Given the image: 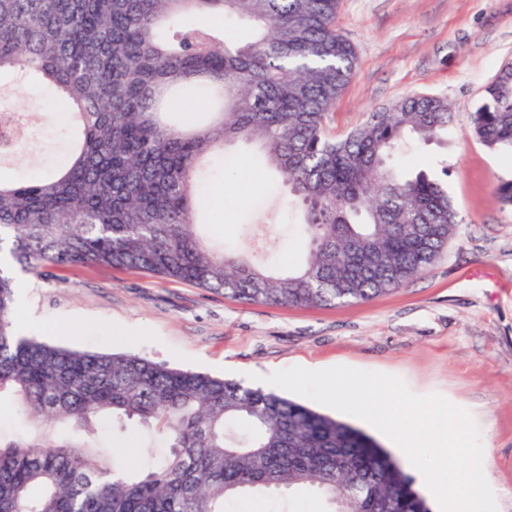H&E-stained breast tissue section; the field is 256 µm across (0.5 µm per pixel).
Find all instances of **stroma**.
Listing matches in <instances>:
<instances>
[{"label": "stroma", "mask_w": 512, "mask_h": 512, "mask_svg": "<svg viewBox=\"0 0 512 512\" xmlns=\"http://www.w3.org/2000/svg\"><path fill=\"white\" fill-rule=\"evenodd\" d=\"M337 25L355 50L353 76L329 112L331 135L362 124L410 95L447 100L454 121L438 140H410L392 163L400 174H446L460 222L423 274L389 294L352 305L243 304L223 293L149 273L93 264L18 272L16 332L78 350L132 351L178 368L250 384L292 367L346 366L401 378L468 410L498 512H512V205L496 197L512 181V152L480 143L470 116L484 89L512 62V0H339ZM19 112L37 113L40 137L0 171L27 177L67 159L70 122L51 89L0 80ZM223 215L207 209L214 242L262 247L276 267L307 253L284 177L256 143L225 151ZM66 326L50 334L48 325Z\"/></svg>", "instance_id": "1"}]
</instances>
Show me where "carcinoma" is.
<instances>
[{
	"mask_svg": "<svg viewBox=\"0 0 512 512\" xmlns=\"http://www.w3.org/2000/svg\"><path fill=\"white\" fill-rule=\"evenodd\" d=\"M339 0H0V76L42 85L71 105L68 162L25 180L0 174V390L65 433L0 437V512H224L252 491L309 489L326 512H430L400 461L362 429L273 391L16 333L17 280L50 263H98L222 291L244 303L365 302L425 272L458 213L421 171L390 165L405 141L453 121L447 100L410 96L340 137L326 116L355 53L336 26ZM253 29L225 38L203 17ZM206 93L205 124H174ZM31 113L0 103V127ZM474 136L512 149V65L484 90ZM257 142L301 205L309 252L271 269L254 251L216 250L200 233L207 158ZM167 437L168 454L131 470L109 462L101 428Z\"/></svg>",
	"mask_w": 512,
	"mask_h": 512,
	"instance_id": "obj_1",
	"label": "carcinoma"
}]
</instances>
